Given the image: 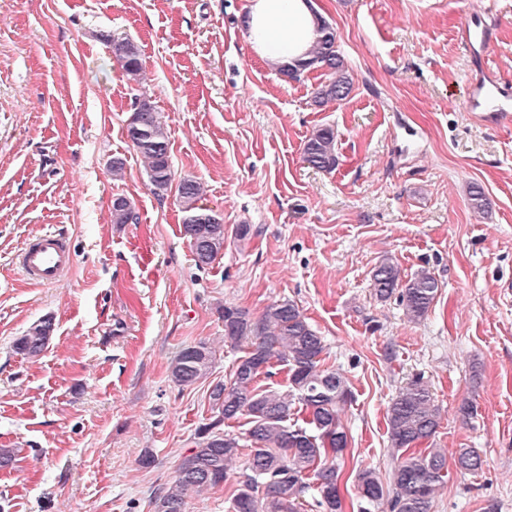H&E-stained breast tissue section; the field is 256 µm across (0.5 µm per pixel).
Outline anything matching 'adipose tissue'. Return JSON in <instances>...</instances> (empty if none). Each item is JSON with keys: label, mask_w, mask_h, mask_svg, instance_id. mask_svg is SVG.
<instances>
[{"label": "adipose tissue", "mask_w": 512, "mask_h": 512, "mask_svg": "<svg viewBox=\"0 0 512 512\" xmlns=\"http://www.w3.org/2000/svg\"><path fill=\"white\" fill-rule=\"evenodd\" d=\"M313 34L309 0H249L246 37L264 61L277 64L303 57Z\"/></svg>", "instance_id": "1"}]
</instances>
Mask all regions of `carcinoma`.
<instances>
[{"instance_id":"cac0c4a2","label":"carcinoma","mask_w":512,"mask_h":512,"mask_svg":"<svg viewBox=\"0 0 512 512\" xmlns=\"http://www.w3.org/2000/svg\"><path fill=\"white\" fill-rule=\"evenodd\" d=\"M315 36L305 58L278 66L295 79L306 70L322 69L329 79L316 93L315 103L346 99L352 82L344 58L336 49V31L319 13ZM112 54L127 75L142 68L139 51L128 39L112 38ZM126 135L145 159L153 193L164 197L175 180L170 163L168 128L161 113L148 100L136 103L126 124ZM303 161L316 170L336 167V135L332 128L315 129L304 143ZM184 212L183 231L199 268L210 265L224 252L225 229L221 214L207 208L200 185L191 179L178 184ZM133 203L125 198L112 204V223L130 224ZM372 288L385 301L401 290L406 316L426 317L441 284L423 269L409 279L392 258H383L372 272ZM224 338L246 343L226 381L210 388L213 420L194 433V449L178 467L173 483L155 500V512H185L191 493L216 487L237 475L233 512H299L303 498L313 493L320 512H344L338 485L336 460L349 446V434L340 412L351 399L343 375L322 364L324 344L293 301L284 299L258 317L234 306H224ZM55 330L54 319L34 322L14 343L17 353L35 359L47 348ZM213 352L204 343L181 349L170 364L172 382L190 388L208 378ZM288 367L287 389L259 385L274 365ZM247 418L242 436L224 431V423ZM441 424V410L428 386L419 377L407 384L386 412V427L394 454L388 476L373 469L357 475L360 497L370 506L386 503L389 512H430L436 491L448 476V458L433 439ZM456 469L475 473L482 468L480 455L462 448L454 460Z\"/></svg>"}]
</instances>
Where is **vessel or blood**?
<instances>
[{
    "mask_svg": "<svg viewBox=\"0 0 512 512\" xmlns=\"http://www.w3.org/2000/svg\"><path fill=\"white\" fill-rule=\"evenodd\" d=\"M462 48L469 59L485 61L494 48L493 28L477 18L467 19L461 27ZM465 111L480 115L484 122L498 126L512 122V88L496 75L482 71L472 80L464 102ZM23 275L50 286L59 282L72 268L74 254L61 234L46 231L34 235L17 258Z\"/></svg>",
    "mask_w": 512,
    "mask_h": 512,
    "instance_id": "vessel-or-blood-1",
    "label": "vessel or blood"
}]
</instances>
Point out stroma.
I'll return each instance as SVG.
<instances>
[{"mask_svg":"<svg viewBox=\"0 0 512 512\" xmlns=\"http://www.w3.org/2000/svg\"><path fill=\"white\" fill-rule=\"evenodd\" d=\"M314 7L353 80L347 99L322 106V71L292 80L254 53L247 0H0V447L17 451L0 469V512H154L211 416L212 383L242 354L224 339L223 306L258 316L283 299L352 393L337 461L345 512H359L360 470L389 471L386 412L416 377L441 408L436 446L484 461L476 473L449 468L431 512H512V129L463 109L472 67L458 40L466 12L485 9L491 63L512 82V0ZM113 37L138 47L139 79L113 58ZM144 98L167 120L176 178L199 182L224 218V253L207 268L177 192L153 194L126 137ZM321 126L336 133L332 171L301 159ZM474 183L488 210L472 206ZM119 196L135 223H113ZM240 224L251 227L243 240ZM44 230L75 253L53 286L13 262ZM387 254L403 278L426 268L442 285L419 322L399 295L373 293ZM49 315L43 354H16ZM201 342L212 373L179 389L170 361Z\"/></svg>","mask_w":512,"mask_h":512,"instance_id":"35a3bbf8","label":"stroma"}]
</instances>
